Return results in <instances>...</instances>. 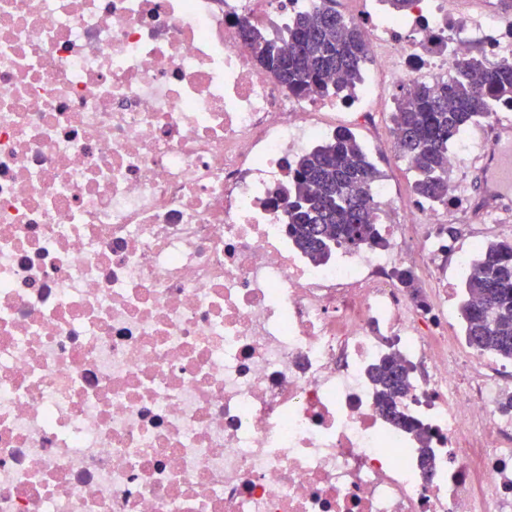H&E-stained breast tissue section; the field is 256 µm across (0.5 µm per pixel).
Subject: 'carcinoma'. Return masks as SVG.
<instances>
[{
  "mask_svg": "<svg viewBox=\"0 0 512 512\" xmlns=\"http://www.w3.org/2000/svg\"><path fill=\"white\" fill-rule=\"evenodd\" d=\"M242 37L255 59L300 98L331 96L361 79L369 54L357 27L336 10V0H317L277 37L249 25ZM507 107L512 109V62H491L483 53L470 55L451 77L422 82L397 100L392 124L418 197L445 201L451 144L486 113ZM379 178L350 130L300 155L288 182L289 236L314 261L328 256L333 241L347 248L376 242L371 189ZM463 296L460 314L470 345L512 360V241L485 248L463 282ZM371 378L382 412L409 425L398 410L407 389L405 368L390 357Z\"/></svg>",
  "mask_w": 512,
  "mask_h": 512,
  "instance_id": "carcinoma-1",
  "label": "carcinoma"
}]
</instances>
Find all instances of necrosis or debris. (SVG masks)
Listing matches in <instances>:
<instances>
[{
  "mask_svg": "<svg viewBox=\"0 0 512 512\" xmlns=\"http://www.w3.org/2000/svg\"><path fill=\"white\" fill-rule=\"evenodd\" d=\"M313 4L0 0V512H512V366L452 323L479 240L384 181L381 243L315 263L288 235L296 158L380 128L368 81L299 98L244 43ZM354 24L406 91L512 58L490 9ZM501 121L456 140L453 200ZM371 378L376 385V396L382 412L400 424L410 425L398 410L399 400L408 386L405 368L390 357L373 369Z\"/></svg>",
  "mask_w": 512,
  "mask_h": 512,
  "instance_id": "1",
  "label": "necrosis or debris"
}]
</instances>
